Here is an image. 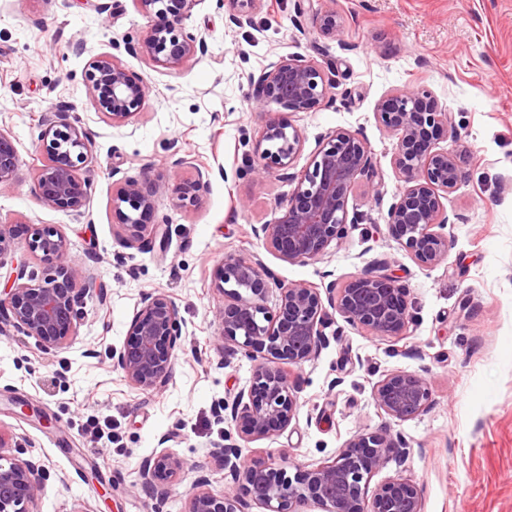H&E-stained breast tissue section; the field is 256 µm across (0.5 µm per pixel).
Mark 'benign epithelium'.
<instances>
[{
  "label": "benign epithelium",
  "instance_id": "obj_1",
  "mask_svg": "<svg viewBox=\"0 0 512 512\" xmlns=\"http://www.w3.org/2000/svg\"><path fill=\"white\" fill-rule=\"evenodd\" d=\"M140 10L152 18L147 35L136 51L157 66L175 70L207 51L205 37L186 31L185 21L200 0H136ZM230 22L238 27L252 23L260 0H232ZM316 15V27L325 38L338 36L345 26L336 12V0ZM88 90L98 109L120 126L139 114L149 93L143 81L129 78L121 62L110 56L94 58L88 67ZM257 93L250 105L269 112L276 105L291 112H305L334 101L331 65H320L301 56L283 58L251 79ZM422 86L404 88L379 104L380 124L397 137L394 164L405 183L387 210L386 223L397 243L407 248L416 262L434 267L448 258L450 242L445 229L449 216L442 198L460 178L457 154L461 147H436L434 133L448 126V114L430 103ZM41 140L46 162L36 182L45 203L81 213L88 184L79 167L88 159L91 143L85 132L55 112L42 121ZM267 147L245 172L284 171L301 148V138L291 125L266 123L259 143ZM20 162L14 140L0 132V185L13 180ZM373 173V160L366 141L358 132L337 129L325 135L298 186L280 204L282 216L273 224L254 229L267 249L287 262L319 260L333 242L348 235L357 219H348V200L362 178ZM204 187L203 174L190 182H179L174 193L180 202L192 205ZM159 187L136 177L115 183L114 202L127 203L135 211L125 215L118 235L128 246L145 245L156 237L158 227L148 223L154 212ZM28 249L42 253L54 269L53 276L37 279L22 266L11 274L0 294V320L34 337L46 352L68 344L70 331L80 317L85 297L77 287L83 269L69 259L66 240L49 227L37 228L29 236ZM274 275L257 257L230 254L214 272V286L229 297L219 312L220 340L232 341L253 361L248 392L237 393L218 407L216 416L233 423L240 436L258 440L288 428L298 407L297 391L285 365L298 366L314 358L325 338L326 305L335 307L353 326L381 337L399 338L413 321L406 290L394 278L365 272L344 287L329 282L280 286L277 307L265 305ZM231 289H226V286ZM128 340L112 351L113 365L134 387L143 391L163 390L171 377L181 323L175 302L161 292L148 293L132 318ZM376 407L393 423L424 412L430 390L417 372L395 371L373 386ZM8 442L0 434V512H30L42 494L47 473L40 461L7 454ZM406 443L389 430L357 434L347 440L332 459L290 477L270 461L246 464L236 443L213 446L211 455L224 472V492L214 494L196 482L188 494L186 512H244L246 503L238 490L267 512H303L308 502L322 512H423L420 492L411 480L397 476L366 492L371 478L391 459L404 454ZM186 468V462L163 450L140 466V484L154 492L164 488Z\"/></svg>",
  "mask_w": 512,
  "mask_h": 512
}]
</instances>
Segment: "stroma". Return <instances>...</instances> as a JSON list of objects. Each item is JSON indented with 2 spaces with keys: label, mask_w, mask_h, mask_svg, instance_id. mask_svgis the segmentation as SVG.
<instances>
[{
  "label": "stroma",
  "mask_w": 512,
  "mask_h": 512,
  "mask_svg": "<svg viewBox=\"0 0 512 512\" xmlns=\"http://www.w3.org/2000/svg\"><path fill=\"white\" fill-rule=\"evenodd\" d=\"M325 5L264 0L252 24L239 28L228 21L230 0H201L186 28L205 36L208 50L174 71L132 54L151 24L134 0H0V131L20 154L14 179L0 186V224L16 227L0 275L20 264L50 274L25 246L34 228L48 226L66 240L90 291L65 349L45 353L34 337L0 333V434L47 471L33 512H185L200 476L209 491L224 490L210 457L214 443L229 439L248 459L309 468L353 435L385 429L404 436L408 453L376 473L371 487L400 475L417 485L423 512H512V0H336L345 27L333 40L314 28ZM101 55L150 88L141 113L120 127L88 94L87 68ZM295 56L332 60L335 104L253 111L250 75ZM410 85L425 86L448 114L450 132L438 148L450 146L453 132L462 143L460 179L444 201L450 251L436 267L419 265L386 224L404 182L393 163L397 138L379 124L377 107ZM59 110L92 143L78 214L42 202L35 189L45 162L41 120ZM273 119L299 130L301 150L287 176L247 173ZM337 129L364 136L383 195L373 199L359 182L348 200L359 222L347 238L321 259L283 261L254 229L281 217L298 175ZM117 175L161 185L153 221L167 236L149 249L117 235ZM199 176L206 186L197 202L181 206L173 185ZM230 253L257 257L275 273L273 301L280 285L323 287L330 272L341 287L389 259L415 319L402 338H382L329 309L326 345L291 369L295 418L271 437L241 441L235 425L214 414L252 381L251 360L241 351L225 356L218 341L226 297L213 273ZM102 286L103 306L94 296ZM156 291L177 305L181 339L167 388L144 392L114 368L112 351L127 341L144 295ZM397 370L423 372L432 397L421 415L391 424L372 388ZM165 448L189 469L166 493L145 492L141 463Z\"/></svg>",
  "instance_id": "35a3bbf8"
}]
</instances>
